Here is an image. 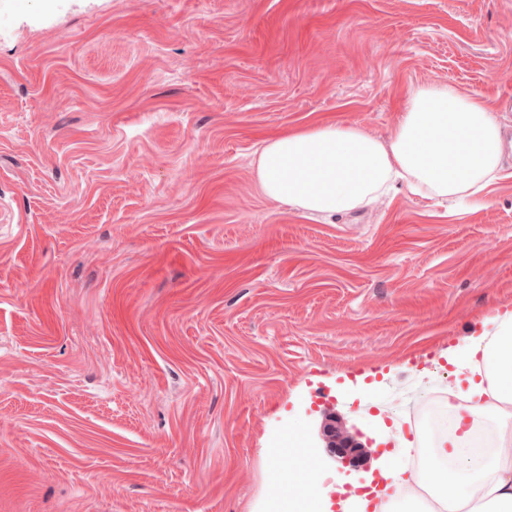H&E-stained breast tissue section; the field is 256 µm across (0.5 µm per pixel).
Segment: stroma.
Listing matches in <instances>:
<instances>
[{
    "instance_id": "1",
    "label": "stroma",
    "mask_w": 512,
    "mask_h": 512,
    "mask_svg": "<svg viewBox=\"0 0 512 512\" xmlns=\"http://www.w3.org/2000/svg\"><path fill=\"white\" fill-rule=\"evenodd\" d=\"M428 82L512 131V0H0V512H269L289 435L333 504L407 461L401 412L512 314V158L333 217L252 159L387 140Z\"/></svg>"
}]
</instances>
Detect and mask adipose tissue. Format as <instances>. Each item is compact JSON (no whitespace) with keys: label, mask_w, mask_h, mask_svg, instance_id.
I'll return each instance as SVG.
<instances>
[{"label":"adipose tissue","mask_w":512,"mask_h":512,"mask_svg":"<svg viewBox=\"0 0 512 512\" xmlns=\"http://www.w3.org/2000/svg\"><path fill=\"white\" fill-rule=\"evenodd\" d=\"M502 156L493 106L479 93L429 82L408 92L389 141L356 126L315 123L264 140L253 164L270 199L336 214L370 204L398 180L423 198L477 194L500 177ZM450 356L465 370L454 392L461 433L431 443L437 463L428 488L437 512H512V316ZM478 416L497 418L496 449H476L464 435ZM448 459L455 468L445 467Z\"/></svg>","instance_id":"adipose-tissue-1"}]
</instances>
